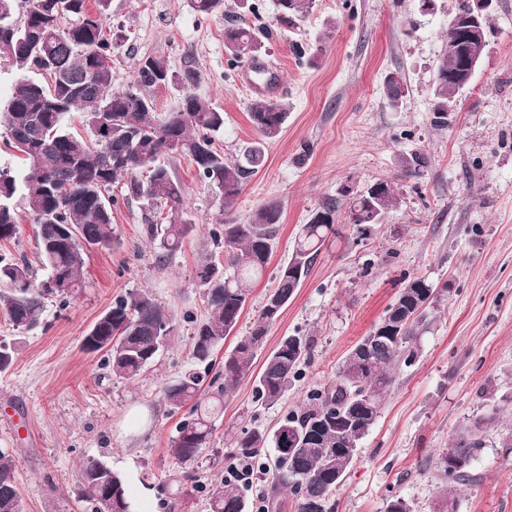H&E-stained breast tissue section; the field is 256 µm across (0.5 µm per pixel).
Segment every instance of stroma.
<instances>
[{
	"label": "stroma",
	"instance_id": "obj_1",
	"mask_svg": "<svg viewBox=\"0 0 512 512\" xmlns=\"http://www.w3.org/2000/svg\"><path fill=\"white\" fill-rule=\"evenodd\" d=\"M435 3L425 15L419 0H316L297 30L265 40L258 70L232 71L224 27L252 21L243 0H224L207 17L188 0H112L105 23L116 44L115 89L131 88L138 61L156 50L174 72L192 66L196 93L224 112L216 145L231 159L258 137L249 112L261 95L287 102L288 118L232 208L200 181L192 161L172 159L187 188L183 218L195 226L180 250L158 260L145 218L166 210L150 209L122 181L112 208L117 241L85 253L80 296L65 304L48 299L32 332L0 319V342L14 351L0 373V449L15 461L24 512H89L77 495V473L89 458L135 472L156 512H170L160 487L181 470L169 448L182 415L170 412L163 392L185 373L205 370L192 358L195 327L208 315L194 274L199 264L224 259L212 228L272 200L281 206L272 257L224 342L228 352L276 287L299 225L344 183L360 191L380 179L392 183L397 208L364 234L341 208L340 236L317 257L255 360L263 365L282 337L300 334L311 340L309 363L273 406L257 401L254 377L241 381L192 465L196 482L179 510L208 512L229 453L227 426L266 430L300 409L308 393L335 378L404 279L420 276L448 283V294L416 338V364L400 369L360 440L332 496L335 512H385L394 496L412 512H433L444 488L457 512H512V0H497L486 54L443 129L432 123V84L454 0ZM297 43L315 51L314 62L297 59ZM391 72L405 85L395 107L384 88ZM416 151L427 166L405 172L402 158ZM133 289L149 290L178 324L172 345L127 381L113 376L105 352H87L83 339ZM479 420L483 445L469 481L447 483L439 455Z\"/></svg>",
	"mask_w": 512,
	"mask_h": 512
}]
</instances>
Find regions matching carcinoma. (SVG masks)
Segmentation results:
<instances>
[{
  "label": "carcinoma",
  "mask_w": 512,
  "mask_h": 512,
  "mask_svg": "<svg viewBox=\"0 0 512 512\" xmlns=\"http://www.w3.org/2000/svg\"><path fill=\"white\" fill-rule=\"evenodd\" d=\"M21 19L0 16V42L15 49L8 59L20 69H34L42 79L18 78L4 102L0 124L6 129L5 145L19 152L22 166L0 168V241L20 236V213L35 224V257L48 272L42 282L32 279L29 263L0 258V317L13 328L33 331L41 326L46 299L66 303L75 298L84 278L83 254L95 247L108 248L116 240L112 226V187L131 181L130 190L149 205L167 206L166 223L148 221L147 234L158 241L159 258L181 247L193 225L182 219L185 188L167 157L186 156L201 181L218 191L229 209L246 181L265 160V144L279 136L288 117L285 103L261 99L249 112L260 139L245 147L235 159L224 156L213 135L224 129V112L189 90L196 85L197 72L186 68L182 75L188 90L168 112L156 108L153 91L158 73L171 71L165 54H150L156 69L138 61L136 89L112 87V35L104 20L111 0H22ZM315 0H275L277 28L297 29ZM191 8L209 16L224 6V0H190ZM457 25L446 30L455 41L463 26L470 24L486 34L489 16L470 15L469 0H455ZM263 47L251 25L231 24L224 28V48L234 69L248 63L241 49ZM471 76L461 58L440 54L434 68L432 93L433 125H448V104L458 102ZM391 105L405 95L401 79L385 80ZM81 111L91 137L69 131V119ZM50 140L58 148L32 165L30 149L36 139ZM361 211L356 224L371 225L370 212L387 215L398 205L391 183L381 180L348 200L337 197L324 202L310 219L299 225L291 257L279 270L277 287L267 296L251 331L215 364L214 354L234 331L251 287L264 275L281 219L280 205L265 203L248 219L229 220L212 229L211 238L224 252V263L208 261L197 267L195 279L204 289L208 317L195 328L192 358L207 368L218 367L214 379L224 386L214 395L202 391L203 377L190 372L166 386L164 397L170 411L189 407L171 440L170 452L182 465L193 463L207 447L214 431V418L224 399L253 370L268 329L288 305L312 264L331 236L338 234L336 217L344 201ZM448 293V283L437 286L422 277L408 279L399 289L383 318L362 337L344 358L336 378L308 394L300 411H290L269 431L253 429L237 434L227 428L231 448H242V458L255 456L253 449L272 444L276 450L275 485L288 487L295 499V512H332L333 492L341 484L357 454L358 442L369 432L382 408L384 395L393 387L396 371L406 365L404 355L416 352L418 336L428 316V307ZM177 331V316L159 304L152 294L137 289L117 297L95 322L92 351L106 350L107 364L121 379L137 377L171 345ZM310 340L300 335L281 339L267 355L258 375L256 398L275 405L310 359ZM482 422L459 435L438 458L437 467L457 483L468 477L470 462L481 441L477 432ZM79 497L90 512H134L126 479L100 459L89 458L80 467ZM0 512H23L12 456L0 449ZM209 512H246V501L237 480L225 479L213 489Z\"/></svg>",
  "instance_id": "1"
}]
</instances>
